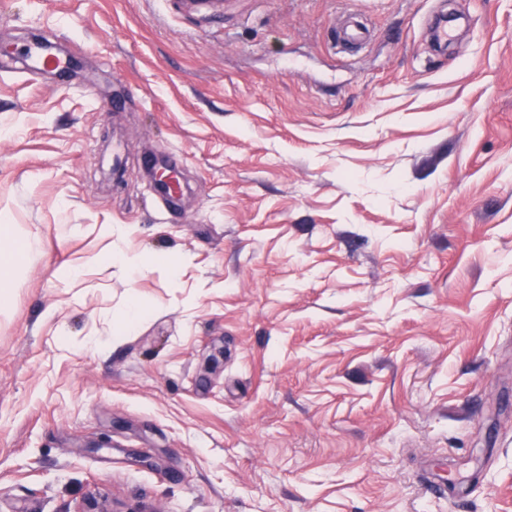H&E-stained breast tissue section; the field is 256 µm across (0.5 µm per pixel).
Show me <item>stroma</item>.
Listing matches in <instances>:
<instances>
[{"instance_id": "obj_1", "label": "stroma", "mask_w": 512, "mask_h": 512, "mask_svg": "<svg viewBox=\"0 0 512 512\" xmlns=\"http://www.w3.org/2000/svg\"><path fill=\"white\" fill-rule=\"evenodd\" d=\"M220 8L0 0V512H512V0ZM110 264L118 263L129 271L132 276L140 275L147 266V260L139 253L131 251L120 243L112 244V252L96 258Z\"/></svg>"}]
</instances>
